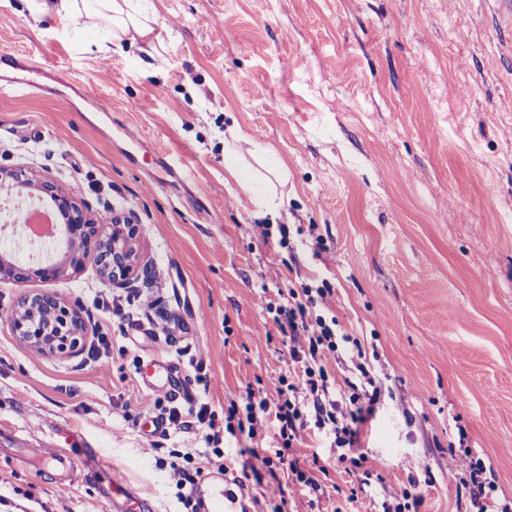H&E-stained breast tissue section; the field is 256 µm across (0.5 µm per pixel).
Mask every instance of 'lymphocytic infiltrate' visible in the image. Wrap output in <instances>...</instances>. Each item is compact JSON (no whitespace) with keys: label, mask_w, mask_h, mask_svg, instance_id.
I'll use <instances>...</instances> for the list:
<instances>
[{"label":"lymphocytic infiltrate","mask_w":512,"mask_h":512,"mask_svg":"<svg viewBox=\"0 0 512 512\" xmlns=\"http://www.w3.org/2000/svg\"><path fill=\"white\" fill-rule=\"evenodd\" d=\"M329 289H304L301 297L279 306L274 323L287 343L291 359L300 363V371L279 375L272 380L276 399L246 391L242 414L237 419L239 432L256 437L263 421H273L274 437L280 446L275 458H263L264 466L273 462L298 467L307 424L331 428L336 447L359 453L362 427L374 416L379 392L352 390L345 408H337L329 390L325 361L336 352V324L315 312L326 305Z\"/></svg>","instance_id":"obj_1"}]
</instances>
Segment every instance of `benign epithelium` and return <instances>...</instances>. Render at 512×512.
<instances>
[{
    "label": "benign epithelium",
    "mask_w": 512,
    "mask_h": 512,
    "mask_svg": "<svg viewBox=\"0 0 512 512\" xmlns=\"http://www.w3.org/2000/svg\"><path fill=\"white\" fill-rule=\"evenodd\" d=\"M29 193L51 202L63 220L60 256L55 260L22 261L0 255V278L16 282L37 279L67 282L93 260L101 283L124 286L136 272L137 225L131 221L102 224L87 218L80 203L64 193L51 179H37L23 168H0V193ZM11 332L43 355L73 352L86 334L80 311L58 293L39 292L22 296L10 320Z\"/></svg>",
    "instance_id": "benign-epithelium-1"
}]
</instances>
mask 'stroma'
<instances>
[{
  "label": "stroma",
  "mask_w": 512,
  "mask_h": 512,
  "mask_svg": "<svg viewBox=\"0 0 512 512\" xmlns=\"http://www.w3.org/2000/svg\"><path fill=\"white\" fill-rule=\"evenodd\" d=\"M149 42L115 44L53 0H0V55L32 56L0 89V167L26 166L88 203L133 217L141 273L101 284L0 279V512H116L99 482L72 491L43 455L90 443L115 464L133 512H191L224 473L238 512H512V15L496 0H133ZM112 101L98 111L95 97ZM277 169L280 205L259 211L225 167L224 139ZM207 185L208 198L197 194ZM268 225L261 236L260 225ZM330 287L341 339L336 389L373 378L380 403L365 461H339L308 425L305 480L260 445L223 435L187 484L171 454L201 427L154 430L164 407L206 408L223 427L246 389L287 371L272 308ZM57 292L100 325L108 357H46L13 336L31 292ZM155 307L126 316L129 298ZM175 373L146 386L139 361ZM483 465L473 500L449 452Z\"/></svg>",
  "instance_id": "1"
}]
</instances>
